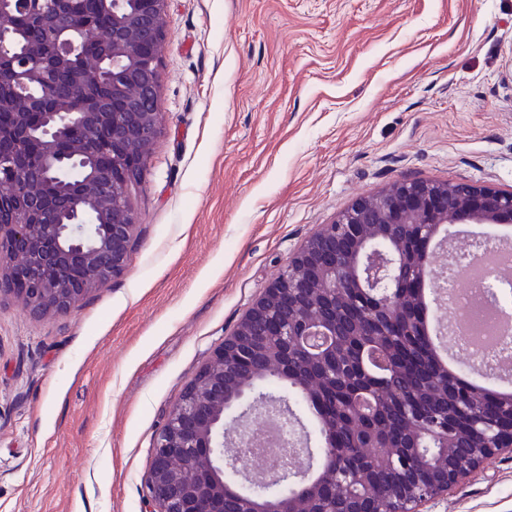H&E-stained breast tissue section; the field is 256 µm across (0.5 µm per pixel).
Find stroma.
<instances>
[{
    "mask_svg": "<svg viewBox=\"0 0 512 512\" xmlns=\"http://www.w3.org/2000/svg\"><path fill=\"white\" fill-rule=\"evenodd\" d=\"M126 272L0 298V512H148L153 437L268 284L403 179L512 190V0H168ZM420 512H512V448Z\"/></svg>",
    "mask_w": 512,
    "mask_h": 512,
    "instance_id": "obj_1",
    "label": "stroma"
}]
</instances>
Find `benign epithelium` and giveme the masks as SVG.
Masks as SVG:
<instances>
[{"instance_id": "7a95c632", "label": "benign epithelium", "mask_w": 512, "mask_h": 512, "mask_svg": "<svg viewBox=\"0 0 512 512\" xmlns=\"http://www.w3.org/2000/svg\"><path fill=\"white\" fill-rule=\"evenodd\" d=\"M43 19L41 33L15 51V16L26 4ZM66 0H0V296L17 300L33 319L72 313L92 288L121 276L138 230L129 189L141 179L160 132L159 59L167 0H103L112 28L82 27L64 10ZM98 51L87 57L83 44ZM112 134V163L98 161L99 136ZM512 191L436 181L404 180L356 200L339 219L310 236L265 289L209 362L183 390L156 433L149 460L150 512H238L224 496L225 467L249 483L236 497L252 512H296L288 483L299 471L251 468L224 455V441L241 434L247 416L278 407L256 396L274 375L307 382L289 363L288 349L307 359L319 353L336 378L338 315L350 303L351 282L362 283L388 305L396 322L408 311L394 304L400 288H420L433 275L425 243L445 224H511ZM379 308L366 305L352 320L362 336L379 330ZM394 399L408 418L415 447L448 446L456 425L421 408L407 393ZM466 417L469 449L437 479L411 478L412 505L446 490L466 471L501 448L512 447V399L483 402L469 396L457 406ZM378 417L365 413L370 448H388L377 435ZM320 462L336 460V428L320 419ZM354 490L341 497L317 491L310 512H381L364 471L351 474Z\"/></svg>"}]
</instances>
